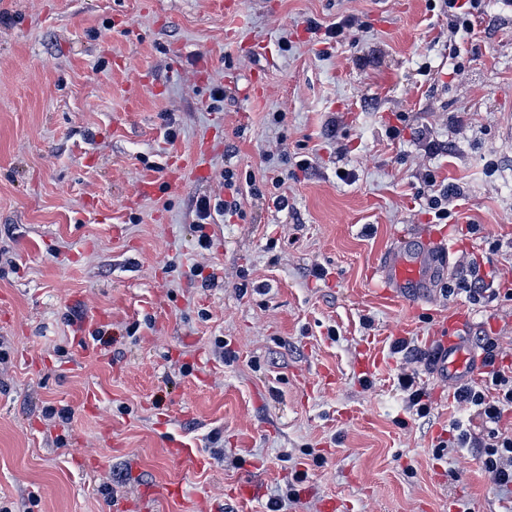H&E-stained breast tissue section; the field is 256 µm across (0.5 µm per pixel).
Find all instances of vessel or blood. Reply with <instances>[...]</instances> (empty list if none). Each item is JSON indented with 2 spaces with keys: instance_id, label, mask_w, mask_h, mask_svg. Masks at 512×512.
Instances as JSON below:
<instances>
[{
  "instance_id": "obj_1",
  "label": "vessel or blood",
  "mask_w": 512,
  "mask_h": 512,
  "mask_svg": "<svg viewBox=\"0 0 512 512\" xmlns=\"http://www.w3.org/2000/svg\"><path fill=\"white\" fill-rule=\"evenodd\" d=\"M429 237L436 249L423 254L418 252L412 233L404 231L398 235L396 248L381 262L378 271L379 289L383 296L391 299L418 298L429 288L437 263L448 259L452 252L443 234L433 231ZM468 320V315L462 313L434 327L429 338V345L434 353V374L455 377L462 381L471 380L477 375L482 360L460 336ZM179 495L180 488L175 484L148 489L140 497L138 510L153 512L157 499H172Z\"/></svg>"
}]
</instances>
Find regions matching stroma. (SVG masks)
<instances>
[{
    "mask_svg": "<svg viewBox=\"0 0 512 512\" xmlns=\"http://www.w3.org/2000/svg\"><path fill=\"white\" fill-rule=\"evenodd\" d=\"M482 7L456 35L443 0H0L1 504L116 512L179 482L155 512H502L478 452L440 449L469 412L426 360L465 312L469 347L500 334L512 363V301L458 290L474 265L512 286V8ZM347 17L333 45L308 30ZM228 165L257 190L204 249L196 201ZM431 179L457 249L419 302L387 299L398 231L439 223ZM251 481L260 502L236 496ZM415 375V373L401 374V376L398 378V385L403 392L408 393L409 403L413 407L417 406V414L422 415L426 413L428 409L427 404L422 403V399L426 395L422 388H417V385L416 388L414 389V386L416 384Z\"/></svg>",
    "mask_w": 512,
    "mask_h": 512,
    "instance_id": "1",
    "label": "stroma"
}]
</instances>
